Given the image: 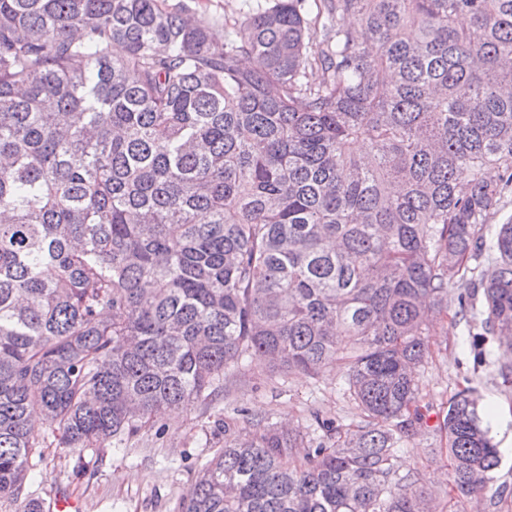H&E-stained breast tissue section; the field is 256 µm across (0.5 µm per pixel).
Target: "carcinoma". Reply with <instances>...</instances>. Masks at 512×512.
<instances>
[{
  "mask_svg": "<svg viewBox=\"0 0 512 512\" xmlns=\"http://www.w3.org/2000/svg\"><path fill=\"white\" fill-rule=\"evenodd\" d=\"M511 193L512 0H257L222 43L162 0H0V502L42 512L34 416L98 452L255 352L341 362L360 421L226 423L176 512H456L501 462L475 389L436 413L447 501L398 452L448 287L512 379Z\"/></svg>",
  "mask_w": 512,
  "mask_h": 512,
  "instance_id": "cac0c4a2",
  "label": "carcinoma"
}]
</instances>
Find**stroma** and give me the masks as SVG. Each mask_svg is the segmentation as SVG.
Masks as SVG:
<instances>
[{
    "mask_svg": "<svg viewBox=\"0 0 512 512\" xmlns=\"http://www.w3.org/2000/svg\"><path fill=\"white\" fill-rule=\"evenodd\" d=\"M252 2L167 0L168 6H186L207 20L219 42L226 36L225 17L245 15ZM457 295L456 289H449L450 318L430 338L431 353L420 369V386L437 409L465 386L476 388L484 402L494 406L496 422L490 434L502 446L496 482L508 488L497 512H512V447L503 445L512 435V384H504L493 367L474 368L467 346L475 327L457 316ZM317 413L347 423L355 418L354 406L342 390L340 365H328L311 378L273 370L263 358L251 355L234 371L221 396L168 412L161 431L142 430L100 453H80L57 444L42 447L43 460L32 470L27 489L43 502L66 496L77 512H174L178 498L223 446L225 421H236L242 428L289 421L310 433ZM445 445L433 427L426 426L400 452L403 464L417 471L418 486L425 492L448 488V458L441 452Z\"/></svg>",
    "mask_w": 512,
    "mask_h": 512,
    "instance_id": "1",
    "label": "stroma"
}]
</instances>
